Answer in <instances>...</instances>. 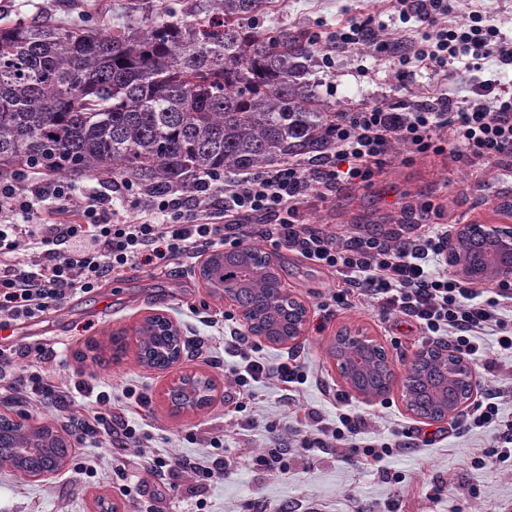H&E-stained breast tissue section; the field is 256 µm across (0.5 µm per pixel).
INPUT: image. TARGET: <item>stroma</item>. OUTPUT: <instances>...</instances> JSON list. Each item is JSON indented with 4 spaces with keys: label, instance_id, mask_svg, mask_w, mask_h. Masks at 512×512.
Masks as SVG:
<instances>
[{
    "label": "stroma",
    "instance_id": "stroma-1",
    "mask_svg": "<svg viewBox=\"0 0 512 512\" xmlns=\"http://www.w3.org/2000/svg\"><path fill=\"white\" fill-rule=\"evenodd\" d=\"M159 12L176 19H200L205 6L202 0H0V26L82 21L103 29L118 23L143 27ZM370 14L388 33L406 28L391 0H272L252 25L265 33L285 27L310 38ZM308 78L320 99L346 111L383 99L423 96L434 83L429 70L418 68L409 84H402L395 65L363 46L328 62L313 58ZM72 182L75 190L69 205L74 210L93 191L111 193L121 220L136 216L143 204L135 194L112 191L100 177L76 176ZM507 200H512V158L470 169L456 165L445 154H412L402 149L390 152L387 165L370 186L343 183L324 199L318 190H311L301 213L304 222L323 224L342 234L356 229H401L410 222L408 207L423 202L440 208L444 222L451 225L496 224L502 220L500 206ZM263 251L281 265L285 289L310 308L307 330L296 352L311 368L312 377L289 394L275 381L262 382L256 387V400L239 413L226 404L234 390L233 371L239 359L225 351L224 336L242 323L229 319V307L223 298L211 294L199 275V264L179 259L164 272L128 270L121 279L75 294L55 311L10 329L16 343L54 347L57 357L48 368L60 382L84 380L111 392L114 402L102 405V412L136 422L149 445L165 447L167 453L186 459L224 458L229 472L223 482L205 485L187 470L171 476L170 486H163L146 456L134 447L124 452L123 470H114L110 450L98 438L76 443L68 464L41 480L0 467V512H100L103 499L122 512L139 507L146 512H512V459L494 464L479 461L492 440L491 430L476 428L459 434L456 420L433 422L414 416L394 392L383 401L352 398V406L370 419L369 438L386 442L395 428H418L436 434L437 442L429 450L397 452L383 468L358 470L339 461L333 450L295 448L283 470L253 467V459L271 444L267 424L284 422L298 428V413L308 409L327 418L335 416L333 393L343 384L326 349L339 330H370L384 344L400 377L427 342L402 315L386 324L363 307L324 316L319 303L334 291V273L283 249L267 245ZM156 312L176 321L192 342L186 366L217 383L220 396L208 408L172 417L157 397L168 372L140 366L134 351H127L117 363L95 364L86 359L88 344H107L112 333L129 330ZM477 342L482 363L476 371L482 389L500 390L499 418L510 421L512 357L501 354L495 337L481 336ZM28 368V360H20L10 379L0 381V412L25 413L34 425L47 420L68 425L71 414L82 410L84 397L75 396L64 410L11 390V379L24 376ZM129 388L147 394L149 404L141 407L127 401L124 392ZM217 438L222 441L218 447L213 444ZM434 484L444 486L442 499L428 497Z\"/></svg>",
    "mask_w": 512,
    "mask_h": 512
}]
</instances>
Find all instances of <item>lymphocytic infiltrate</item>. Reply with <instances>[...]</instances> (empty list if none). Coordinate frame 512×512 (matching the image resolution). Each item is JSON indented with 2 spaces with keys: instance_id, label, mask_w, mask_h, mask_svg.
Segmentation results:
<instances>
[{
  "instance_id": "lymphocytic-infiltrate-1",
  "label": "lymphocytic infiltrate",
  "mask_w": 512,
  "mask_h": 512,
  "mask_svg": "<svg viewBox=\"0 0 512 512\" xmlns=\"http://www.w3.org/2000/svg\"><path fill=\"white\" fill-rule=\"evenodd\" d=\"M396 6L417 25L406 38L376 41L375 49L395 60L402 78H410L416 67L444 74L457 62L482 78L460 100L439 89L426 102L405 109L384 100L337 113L328 125L330 151L317 172H309L306 162L291 160L237 177L225 182L220 208L205 193L216 174H202L182 197L151 192L142 216L120 222L114 219L111 198L94 192L73 221L54 222V215L67 207L71 184L43 181L26 194L13 181L0 180V330L43 316L73 294L90 292L130 267L166 266L252 238L335 273L337 288L321 303L325 313L365 301L380 321L400 313L427 335L450 336L454 349L470 362L478 360V335L494 336L500 348L512 351V319L506 316L512 290L481 289L453 274L430 271V262L443 258L448 239V227L432 204L415 212L411 235L404 240L377 230L353 231L341 240L300 217L312 182L328 187L342 181L369 183L396 140L411 152L446 153L469 167L512 157V95L499 91L500 74L512 67V40L479 8L457 22L450 0H396ZM23 237L35 249L27 267L13 258ZM231 343L244 361L235 376V411L254 400L257 383L273 379L288 391L308 378L298 358L271 363L254 355L243 336H232ZM304 419L301 448L340 449L343 462L353 466H378L394 451L434 443L411 429L401 430L400 440L393 443L365 442L366 418L351 410L339 413L333 424L313 411ZM71 428L79 438L107 435L116 464L125 448L140 442L134 426L121 419L107 424L100 413L72 417ZM151 463L158 475L187 468L204 482L223 481L226 472L224 461L209 457L189 462L155 452Z\"/></svg>"
}]
</instances>
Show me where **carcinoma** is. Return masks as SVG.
I'll list each match as a JSON object with an SVG mask.
<instances>
[{"instance_id":"1","label":"carcinoma","mask_w":512,"mask_h":512,"mask_svg":"<svg viewBox=\"0 0 512 512\" xmlns=\"http://www.w3.org/2000/svg\"><path fill=\"white\" fill-rule=\"evenodd\" d=\"M221 20H169L144 29L103 31L84 23L0 26V175L29 167L57 175H108L112 185L188 189L204 173L260 174L328 148L336 108L306 79L310 40L283 27L263 36L245 24L266 0H217ZM246 243L215 255L200 271L215 293L236 289L240 305L271 336L288 335V311L273 295L278 267L254 264ZM159 321L139 328L141 366L165 370L156 352L168 336ZM359 384L381 389L380 369L362 361ZM438 363L415 356L404 375L422 416L439 417ZM35 438L0 416V462L21 458ZM57 440L26 458L29 475L50 474L70 458Z\"/></svg>"}]
</instances>
